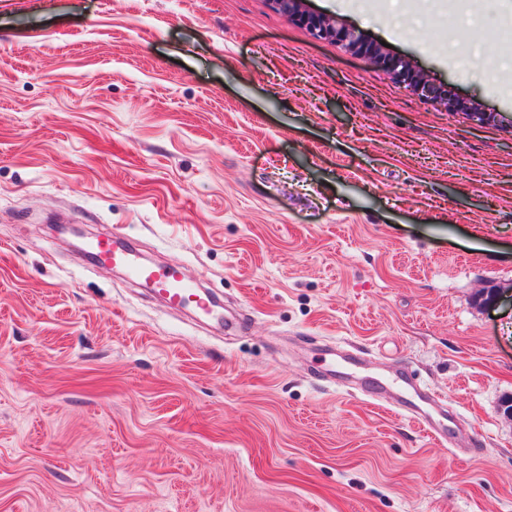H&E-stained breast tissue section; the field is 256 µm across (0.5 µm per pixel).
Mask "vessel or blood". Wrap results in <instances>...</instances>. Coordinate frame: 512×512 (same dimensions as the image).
<instances>
[{
  "label": "vessel or blood",
  "instance_id": "b4317fda",
  "mask_svg": "<svg viewBox=\"0 0 512 512\" xmlns=\"http://www.w3.org/2000/svg\"><path fill=\"white\" fill-rule=\"evenodd\" d=\"M88 250L96 264L123 270L129 279L153 288L169 307L193 308L207 315L212 314L211 301L200 289L198 281L187 278L176 268L142 262L137 253L118 237L97 236L89 243Z\"/></svg>",
  "mask_w": 512,
  "mask_h": 512
}]
</instances>
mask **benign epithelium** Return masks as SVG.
Segmentation results:
<instances>
[{"label": "benign epithelium", "mask_w": 512, "mask_h": 512, "mask_svg": "<svg viewBox=\"0 0 512 512\" xmlns=\"http://www.w3.org/2000/svg\"><path fill=\"white\" fill-rule=\"evenodd\" d=\"M274 2L282 10L296 15L315 36L335 39L349 48L363 52L370 61L385 64L398 82L409 88L416 96L439 100L450 108L458 107V101L449 98L444 88L429 82L423 74L412 70L406 62L388 56L381 46L366 42L360 32L339 25L336 19L331 17L300 12L298 10L300 0H274Z\"/></svg>", "instance_id": "obj_1"}]
</instances>
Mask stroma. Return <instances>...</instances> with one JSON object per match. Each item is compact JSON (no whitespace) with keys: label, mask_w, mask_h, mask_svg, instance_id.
<instances>
[{"label":"stroma","mask_w":512,"mask_h":512,"mask_svg":"<svg viewBox=\"0 0 512 512\" xmlns=\"http://www.w3.org/2000/svg\"><path fill=\"white\" fill-rule=\"evenodd\" d=\"M300 7L462 108L274 0H0V512H512V5ZM101 234L236 326L89 264ZM274 2L288 14L296 15L298 20L318 38L335 39L349 48L363 52L372 62L386 64L398 82L409 88L416 96L440 100L448 108L458 107V101L448 98L444 88L430 83L423 74L413 71L405 61L389 57L381 46L366 42L360 32L339 25L335 18L300 12L297 5L301 2L300 0H274Z\"/></svg>","instance_id":"obj_1"}]
</instances>
